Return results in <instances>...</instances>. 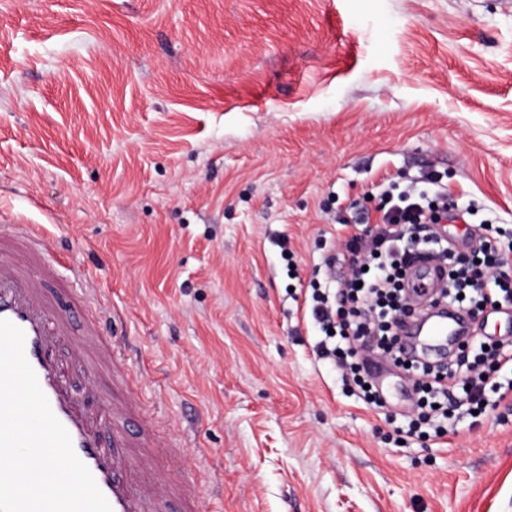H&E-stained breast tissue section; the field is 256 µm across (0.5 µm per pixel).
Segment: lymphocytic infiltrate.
Returning a JSON list of instances; mask_svg holds the SVG:
<instances>
[{"label":"lymphocytic infiltrate","instance_id":"lymphocytic-infiltrate-1","mask_svg":"<svg viewBox=\"0 0 512 512\" xmlns=\"http://www.w3.org/2000/svg\"><path fill=\"white\" fill-rule=\"evenodd\" d=\"M376 213L358 211V231L344 242L346 272L326 270L312 287L308 313L321 332L315 345L319 358H335L362 388L367 403L383 407L380 393L367 388L364 376L371 356L406 365L414 377L418 419L409 432L426 424L444 434L455 411H482L502 384V368H512V341L485 336H462L458 354L449 362L423 361L407 348L403 325L410 317L404 279L413 252L434 249L448 268V285L441 295L449 307L466 310L470 319L490 311L512 309V274L504 271L502 241L477 229L471 232L473 256L461 265L453 250L438 248L432 227L448 220L455 203L434 174L406 186L383 185Z\"/></svg>","mask_w":512,"mask_h":512}]
</instances>
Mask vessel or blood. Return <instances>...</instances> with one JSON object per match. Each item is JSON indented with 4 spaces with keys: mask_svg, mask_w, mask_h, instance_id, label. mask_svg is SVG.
<instances>
[{
    "mask_svg": "<svg viewBox=\"0 0 512 512\" xmlns=\"http://www.w3.org/2000/svg\"><path fill=\"white\" fill-rule=\"evenodd\" d=\"M47 253L46 243L27 225L0 230V319L23 330L26 358L54 415L68 431L75 454L92 473L112 512H198L188 480L153 465L143 448L153 411L134 394L116 398L100 390L97 371L108 370L111 385L117 386L129 364L121 339L100 332L103 298L78 289L71 292L75 301L96 315L81 335H74L71 322L58 312V299L66 290L45 265ZM411 278L416 287L425 280L442 283L446 270L422 263L412 269ZM462 322L461 314H449L430 323L409 344L427 353L445 352L449 337L458 335ZM66 336L73 339L74 357L94 372L84 402L72 393L68 366L55 354L59 340Z\"/></svg>",
    "mask_w": 512,
    "mask_h": 512,
    "instance_id": "b4317fda",
    "label": "vessel or blood"
}]
</instances>
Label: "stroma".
<instances>
[{"instance_id":"1","label":"stroma","mask_w":512,"mask_h":512,"mask_svg":"<svg viewBox=\"0 0 512 512\" xmlns=\"http://www.w3.org/2000/svg\"><path fill=\"white\" fill-rule=\"evenodd\" d=\"M437 174L512 228L505 0H0V218L104 296L202 512H512V394L397 442L313 350L350 203Z\"/></svg>"}]
</instances>
